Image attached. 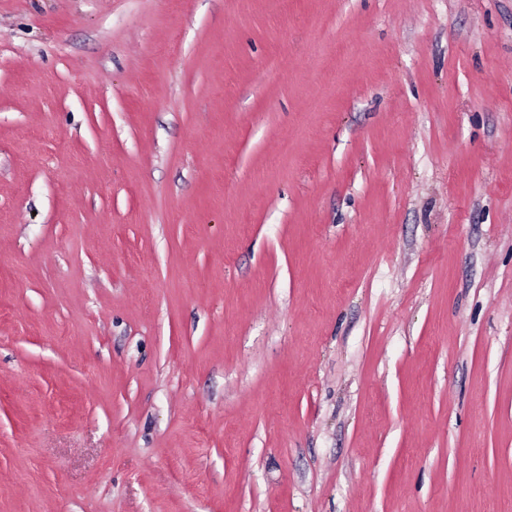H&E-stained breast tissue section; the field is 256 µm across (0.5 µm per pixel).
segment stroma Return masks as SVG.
I'll use <instances>...</instances> for the list:
<instances>
[{"label": "stroma", "instance_id": "1", "mask_svg": "<svg viewBox=\"0 0 512 512\" xmlns=\"http://www.w3.org/2000/svg\"><path fill=\"white\" fill-rule=\"evenodd\" d=\"M0 512H512V0H0Z\"/></svg>", "mask_w": 512, "mask_h": 512}]
</instances>
